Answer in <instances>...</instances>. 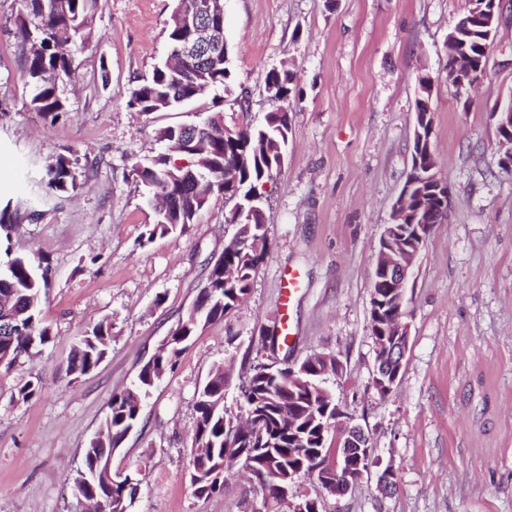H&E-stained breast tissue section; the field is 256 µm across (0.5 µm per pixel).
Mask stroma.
Instances as JSON below:
<instances>
[{
	"label": "stroma",
	"instance_id": "1",
	"mask_svg": "<svg viewBox=\"0 0 512 512\" xmlns=\"http://www.w3.org/2000/svg\"><path fill=\"white\" fill-rule=\"evenodd\" d=\"M175 0H97L88 44L72 48L60 87L66 110L48 123L29 106L27 45L14 31L22 0H0V208L17 213L0 263L49 266L40 316L54 336L0 369V512H82L73 480L113 393L135 380L204 286L234 234L231 205L212 195L189 231L145 242L155 215L133 175L163 153L160 129L194 122L220 100L226 124L263 122L269 70L296 75L285 162L264 188L268 248L247 298L198 331L147 398L112 457L135 478L128 512H253L263 492L239 467L223 493L189 481L196 391L233 360L225 403L257 360L335 357L326 377L373 452L340 497L316 478L294 490L323 512H512V170L491 114L512 95V0L470 96L448 80L444 42L468 0H224L231 77L210 97L163 112L131 108L132 91L169 46ZM431 81L432 142L449 218L433 225L406 290L410 340L391 393L374 385L370 328L375 254L407 179L419 77ZM79 160L76 187L44 178L58 156ZM300 278L282 300L287 273ZM112 323L105 360L78 380L72 345ZM39 382L28 401L10 397ZM396 489L377 490L385 469Z\"/></svg>",
	"mask_w": 512,
	"mask_h": 512
}]
</instances>
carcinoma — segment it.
I'll use <instances>...</instances> for the list:
<instances>
[{
	"mask_svg": "<svg viewBox=\"0 0 512 512\" xmlns=\"http://www.w3.org/2000/svg\"><path fill=\"white\" fill-rule=\"evenodd\" d=\"M95 0H23L26 14L37 19L29 26L20 18L17 36L22 42L38 43L40 49L30 50L25 71L31 87L29 106L45 118L58 116L65 110V98L58 90L60 75L71 70V46L87 42L92 35L91 10ZM497 25L482 22L462 24L448 39V75H453L457 62V46L470 54L473 82L461 85L452 81L457 91L466 93L481 83L486 73L489 52L496 36ZM230 70L224 55L215 60L190 59L171 66L164 62L154 67L151 75L132 91L129 105L141 112H158L195 102L210 91L224 86ZM295 75L288 68L272 69L266 75L265 87L274 88L278 97L276 109L265 116L259 125H241L233 140H224V129L213 126L208 130L194 125L167 127L159 139L177 145V154L196 160L208 159V166L194 164L179 171L182 178L172 180L167 170L174 169L173 160L161 156L146 165L133 168L136 181L147 193L163 200L165 209L155 211V222L147 232V241L156 236L182 235L204 206L196 197L198 184L211 180L213 193L246 200L260 191L284 160L287 151L291 120L288 101ZM433 118L420 126L414 137L410 177L423 181V174L433 165L421 140L431 137ZM77 168L65 156L57 158L47 169V185L64 190L76 186ZM266 215L262 210L253 213L250 229V248L244 252L224 251V264L233 267L231 276L222 270L209 272L204 286L194 302L196 314L186 312L179 320L174 335L182 343L174 344L161 355H154L140 369L135 392L123 390L112 395L101 429L83 450L82 466L74 479L76 494L89 501L101 500L106 512H128L133 500L130 475L119 479L112 476V487L102 484L103 472L112 465L114 452L121 447L127 433L138 423L145 398L163 377L175 371L178 358L199 327L224 318L250 291L253 278L262 262L267 246ZM49 267L34 266L24 257H14L0 264V355L6 358L7 370L19 363L30 351L48 345L52 339L49 326L39 317L42 294L48 285ZM112 341V323L101 321L78 339L71 351L68 373L79 378L94 369L106 357ZM303 382L281 387L269 375L267 366H250L240 386L241 401L236 414L224 409V394L229 374L221 364L215 365L197 393L194 436L197 447L191 449L194 475L191 486L195 495L209 497L223 490L211 483V475L224 468L239 465L266 490L271 500L269 512H279V485L295 484V479L307 474L310 453L317 452L327 459L329 434L322 433L319 415L323 410L336 408V397L326 398L324 375L336 371L334 357L315 355L296 367ZM253 414L266 421L267 436L260 439L243 427L240 416ZM362 443L354 430L353 417L347 426L336 433L337 456L342 463L351 462L365 469L370 457L346 455V451ZM279 479L271 482V472Z\"/></svg>",
	"mask_w": 512,
	"mask_h": 512,
	"instance_id": "obj_1",
	"label": "carcinoma"
}]
</instances>
